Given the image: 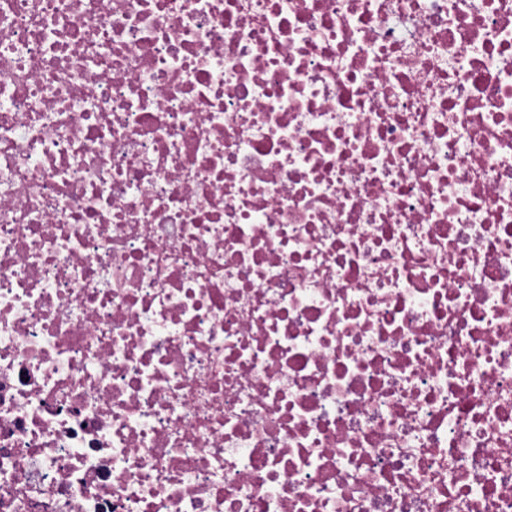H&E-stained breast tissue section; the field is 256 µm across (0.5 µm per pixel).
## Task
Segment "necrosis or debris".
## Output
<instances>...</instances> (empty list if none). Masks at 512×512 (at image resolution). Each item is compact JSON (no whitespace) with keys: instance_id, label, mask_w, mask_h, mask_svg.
Segmentation results:
<instances>
[{"instance_id":"4bbe7bcc","label":"necrosis or debris","mask_w":512,"mask_h":512,"mask_svg":"<svg viewBox=\"0 0 512 512\" xmlns=\"http://www.w3.org/2000/svg\"><path fill=\"white\" fill-rule=\"evenodd\" d=\"M0 512H512V0H0Z\"/></svg>"}]
</instances>
